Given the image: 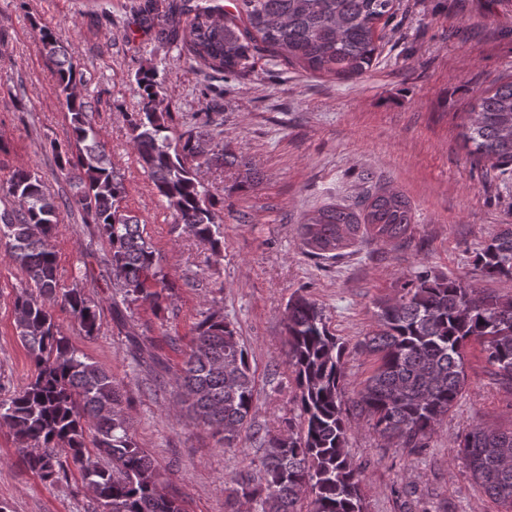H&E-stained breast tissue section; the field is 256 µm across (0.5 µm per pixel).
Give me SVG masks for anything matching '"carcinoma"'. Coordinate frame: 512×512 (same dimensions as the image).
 <instances>
[{
    "instance_id": "1",
    "label": "carcinoma",
    "mask_w": 512,
    "mask_h": 512,
    "mask_svg": "<svg viewBox=\"0 0 512 512\" xmlns=\"http://www.w3.org/2000/svg\"><path fill=\"white\" fill-rule=\"evenodd\" d=\"M235 13L198 6L186 19L184 42L198 63L216 73L245 68L256 43L276 58L339 79L365 73L377 58L376 24L394 15L393 0H234ZM45 58L56 68L57 90L65 97L71 135L51 143L70 194L56 195L37 171L18 167L0 180L14 207L0 212V243L30 285L14 300L17 337L35 366L20 391L0 400V425L19 442L21 462L49 486L75 467L92 490L94 512H182L174 494L160 493V474L133 436L112 371L92 360L64 336L54 305L66 308L86 336L101 329L100 303L79 283L65 288L51 244L60 209L77 208L94 226L108 251L99 260L112 271L121 294L113 303L142 301L160 306L175 288L144 236L138 216L122 206L123 179L112 166L92 118L91 103L79 93L84 82L68 48L49 29L41 32ZM142 108L127 114L133 146L157 194L177 224L220 251L221 232L214 195L198 177L203 167L242 165L226 144L207 131L168 135L170 113L159 109L156 73L137 75ZM462 133L478 161L501 175L512 173V80L477 95L465 112ZM411 224L404 195L377 192L355 210L328 205L299 226L311 256L334 259L362 238H402ZM484 277L512 280V224L476 254ZM287 364L295 375L299 422L272 433L253 430L255 375L236 328L214 310L196 324L178 375L180 404L195 421L220 436L224 447L242 432L259 440L263 454L251 472L232 479L231 499L247 498L255 512H366L363 473L347 452L349 433L364 423L399 448H420L448 416L467 385L464 349L483 345L490 374L512 388V296L485 293L460 279L422 270L394 299L382 302L376 328L359 341L376 367L345 401L344 345L330 331L318 304L296 293L287 304ZM139 365L162 368L145 337L128 334ZM512 429L475 425L462 436L456 456L472 480L512 512Z\"/></svg>"
}]
</instances>
